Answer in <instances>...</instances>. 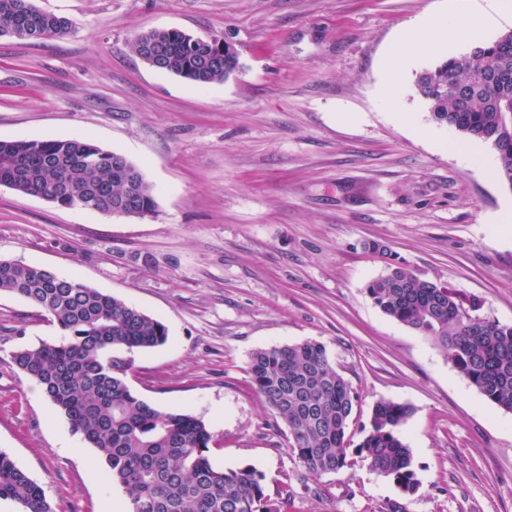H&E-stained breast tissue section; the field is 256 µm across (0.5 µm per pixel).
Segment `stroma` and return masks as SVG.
<instances>
[{
  "instance_id": "stroma-1",
  "label": "stroma",
  "mask_w": 512,
  "mask_h": 512,
  "mask_svg": "<svg viewBox=\"0 0 512 512\" xmlns=\"http://www.w3.org/2000/svg\"><path fill=\"white\" fill-rule=\"evenodd\" d=\"M73 20L63 37L0 36V140L88 138L139 166L154 215H104L0 186V258L116 296L168 328L136 354L133 391L208 424L215 466L266 476L281 512H512V412L487 402L429 337L387 317L364 287L395 255L479 313L512 324V223L490 218L512 185L463 163L468 141L414 91L420 54L383 103L385 58L450 0H33ZM179 29L233 46L239 68L196 85L144 62L136 33ZM409 112L414 127L395 122ZM387 247L381 255L369 243ZM31 303L0 293V451L53 512L123 499L12 352L56 341ZM324 343L359 395L349 433L380 400L402 429L419 487L367 462L309 475L288 429L249 386L253 351Z\"/></svg>"
}]
</instances>
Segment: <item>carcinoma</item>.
Here are the masks:
<instances>
[{"label":"carcinoma","instance_id":"1","mask_svg":"<svg viewBox=\"0 0 512 512\" xmlns=\"http://www.w3.org/2000/svg\"><path fill=\"white\" fill-rule=\"evenodd\" d=\"M76 23L28 10L23 0H0V30L32 40L71 33ZM466 52L421 71L415 91L432 119L468 139L491 143L499 174L512 185V39L466 35ZM154 43L164 50L160 70L197 85L224 80L238 55L224 56L207 39L176 29L136 34L144 56ZM58 207L80 204L101 214L124 204L128 215L156 212L153 185L125 156L87 139L0 140V183ZM366 294L380 311L431 337L457 371L490 403L512 411V324L476 314L445 285L426 281L390 260L370 280ZM19 296L44 313L61 334L53 343L24 346L11 364L36 381L66 417L72 431L96 449L109 479L126 495V512H280L265 494V475L253 467L220 469L211 461L213 435L188 412L161 410L127 383L135 354L164 344L166 326L124 300L60 277L39 265L0 259V293ZM250 387L287 426L291 446L307 472L318 478L366 461L405 493L419 481L401 430L409 405L379 401L364 436L351 446L349 423L358 394L317 341L258 349L250 356ZM0 499L20 512H52L45 491L0 451Z\"/></svg>","mask_w":512,"mask_h":512}]
</instances>
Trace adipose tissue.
I'll return each instance as SVG.
<instances>
[{"label": "adipose tissue", "instance_id": "obj_1", "mask_svg": "<svg viewBox=\"0 0 512 512\" xmlns=\"http://www.w3.org/2000/svg\"><path fill=\"white\" fill-rule=\"evenodd\" d=\"M486 24V14L475 9L473 0H455L451 16L427 17L416 35L404 38L399 47L387 55L385 68L389 73H397L415 50H431L449 42V29L478 32Z\"/></svg>", "mask_w": 512, "mask_h": 512}]
</instances>
